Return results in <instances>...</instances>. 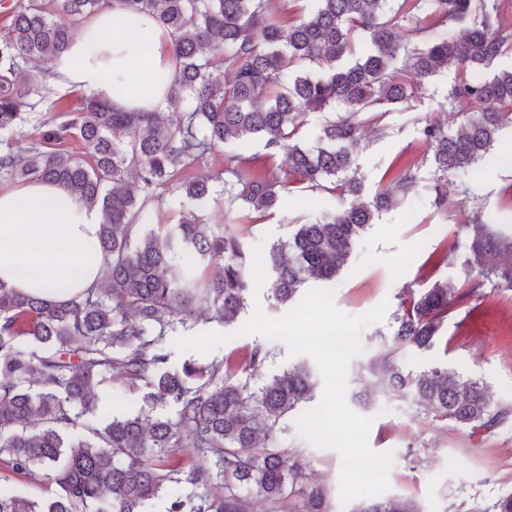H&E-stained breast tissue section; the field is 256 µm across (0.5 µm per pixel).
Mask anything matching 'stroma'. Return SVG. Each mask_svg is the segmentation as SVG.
Masks as SVG:
<instances>
[{
  "label": "stroma",
  "mask_w": 512,
  "mask_h": 512,
  "mask_svg": "<svg viewBox=\"0 0 512 512\" xmlns=\"http://www.w3.org/2000/svg\"><path fill=\"white\" fill-rule=\"evenodd\" d=\"M453 78V73H442L408 110L390 111L367 122L357 161L358 176L367 193L390 185L404 168L421 163L425 146L417 124L437 116L438 103ZM461 182L462 191L449 195L448 211L443 214L434 206L430 179L422 178L414 193L398 207L381 213L362 233L346 265L327 283L334 291L335 306L345 314L358 316L380 303L388 305L383 319L361 333L365 351L349 364L347 391L368 394L367 406L358 408L357 413L372 420L369 445L374 451L394 455L390 487L382 493V500L411 499L419 512H450L451 504L475 495L490 502L512 492V415L489 431L460 428L424 414L413 397L394 395L363 369L369 358L390 347L405 289L427 288L438 280L460 286L482 277V267L468 261L462 215L481 213L501 237L512 240V128L502 131L497 153L479 162L476 171ZM338 206L336 198L296 184L265 217L232 224L231 230L245 252H252L258 244L268 250L288 241L299 225L321 213L334 212ZM223 330L222 324L201 312L187 326L167 333L165 344L172 350L170 369H181L184 362L201 357L193 350L176 351L178 339ZM262 343L269 356L257 368L256 382L298 364H315L310 355H290L284 343L266 342L258 335L232 339L203 357L238 367L247 364L254 347ZM397 356L415 370L442 362L457 374L480 379L494 400L512 411V290L499 280L488 281L481 298L449 311L434 347H403ZM278 445L299 456L310 479L328 487L330 512H352L340 503L341 458L337 451L316 448L300 437L291 415L280 422Z\"/></svg>",
  "instance_id": "stroma-1"
}]
</instances>
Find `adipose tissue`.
Masks as SVG:
<instances>
[{
  "instance_id": "1",
  "label": "adipose tissue",
  "mask_w": 512,
  "mask_h": 512,
  "mask_svg": "<svg viewBox=\"0 0 512 512\" xmlns=\"http://www.w3.org/2000/svg\"><path fill=\"white\" fill-rule=\"evenodd\" d=\"M173 39L149 15L104 7L50 64L63 84L123 110L165 112ZM101 214L67 188L31 180L0 186V283L59 298L100 283Z\"/></svg>"
}]
</instances>
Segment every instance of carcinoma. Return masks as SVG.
<instances>
[{
	"mask_svg": "<svg viewBox=\"0 0 512 512\" xmlns=\"http://www.w3.org/2000/svg\"><path fill=\"white\" fill-rule=\"evenodd\" d=\"M307 16L288 24L272 0H120L147 13L174 41L171 110L121 112L83 95L61 109L65 120L37 116L43 96L36 74L63 53L80 24L112 0H15L0 36V178L59 183L99 206V247L108 283L66 299L22 293L0 283V462L20 474L43 472L40 500L0 489V512H142L169 494L167 512H248L246 490L279 509L298 497L307 512H327V488L310 481L299 460L276 447L281 418L312 398L316 382L304 364L252 386L265 362L258 345L246 366L188 361L169 370L165 328L186 325L201 306L229 325L245 305L246 256L239 239L205 217L209 209L250 221L275 209L281 191L303 183L334 195L333 214L299 225L266 258L271 292L291 300L307 282H328L355 241L383 211L417 184L420 167L365 196L356 158L358 117L385 106L404 109L441 71L457 76L441 109L458 103L473 113L452 133L440 120L419 129L429 156L434 204L448 209L451 176L488 156L512 127L509 0H314ZM62 12L69 23H58ZM463 27L462 36L456 29ZM292 71L285 72V66ZM231 74L228 83L214 71ZM310 112H334L319 145L301 143ZM261 139L288 152V164L257 171L241 153L224 155L223 183L182 179L225 143ZM231 178L226 179L224 175ZM179 189L198 204L176 229L147 228L160 187ZM470 262L512 251L481 215L462 220ZM214 265L209 279L196 275ZM483 282L457 288L436 281L410 293L396 317L392 348L365 370L386 388L415 398L424 413L462 428H494L511 414L487 385L444 364L405 369L396 349L430 348L448 310L481 294ZM159 327L152 335L153 327ZM145 385L154 405L181 406L175 420L141 410L100 422L112 387ZM260 441L271 447L257 455ZM184 448L173 461L168 449ZM224 483V495L211 494ZM187 488L183 497L174 493ZM355 512H419L411 500L366 501ZM455 512H512V493Z\"/></svg>",
	"mask_w": 512,
	"mask_h": 512,
	"instance_id": "obj_1",
	"label": "carcinoma"
}]
</instances>
